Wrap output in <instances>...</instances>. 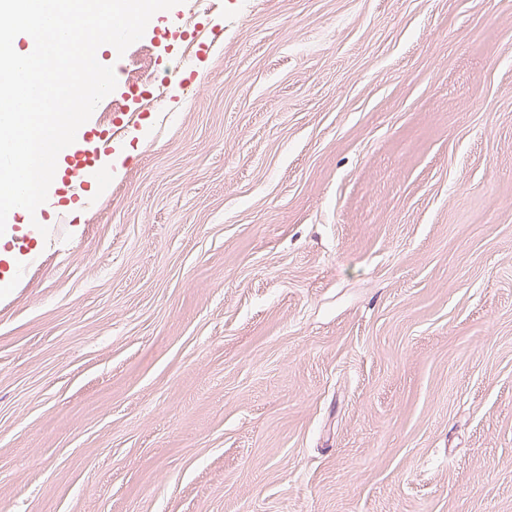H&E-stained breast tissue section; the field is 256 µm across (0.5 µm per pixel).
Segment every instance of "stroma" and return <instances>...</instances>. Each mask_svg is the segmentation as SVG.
<instances>
[{
	"mask_svg": "<svg viewBox=\"0 0 512 512\" xmlns=\"http://www.w3.org/2000/svg\"><path fill=\"white\" fill-rule=\"evenodd\" d=\"M136 159L0 271V512H512V0H202Z\"/></svg>",
	"mask_w": 512,
	"mask_h": 512,
	"instance_id": "stroma-1",
	"label": "stroma"
}]
</instances>
